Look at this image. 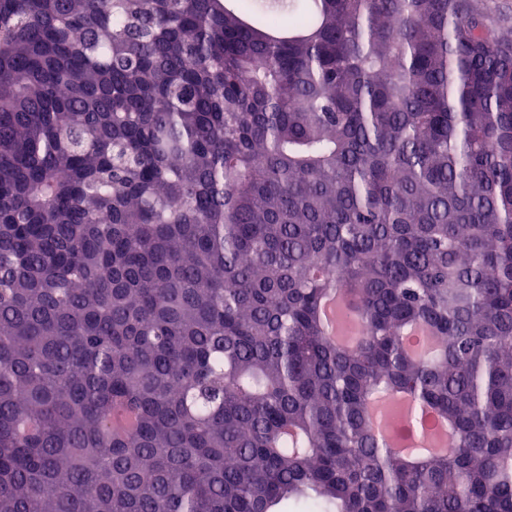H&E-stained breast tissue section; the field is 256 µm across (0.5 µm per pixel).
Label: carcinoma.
Segmentation results:
<instances>
[{"instance_id": "cac0c4a2", "label": "carcinoma", "mask_w": 512, "mask_h": 512, "mask_svg": "<svg viewBox=\"0 0 512 512\" xmlns=\"http://www.w3.org/2000/svg\"><path fill=\"white\" fill-rule=\"evenodd\" d=\"M229 2L0 0V512H512V27ZM423 434L417 436L414 432L404 431L399 433L392 428H385V436L398 446L409 447H434L432 451H443L447 448V426L443 424L431 411L421 416ZM412 445V446H410Z\"/></svg>"}]
</instances>
